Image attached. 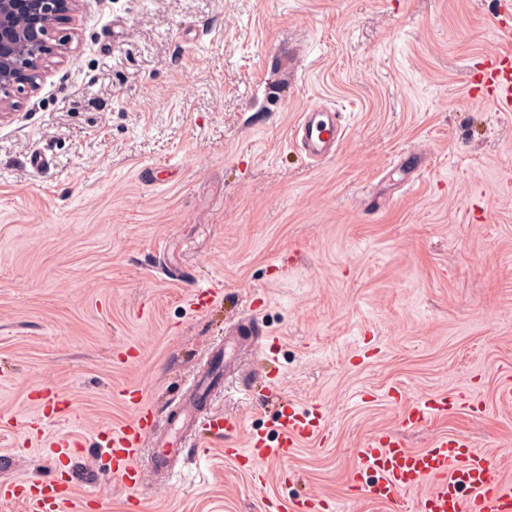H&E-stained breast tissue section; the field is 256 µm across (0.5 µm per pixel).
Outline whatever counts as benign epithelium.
I'll list each match as a JSON object with an SVG mask.
<instances>
[{
    "label": "benign epithelium",
    "mask_w": 512,
    "mask_h": 512,
    "mask_svg": "<svg viewBox=\"0 0 512 512\" xmlns=\"http://www.w3.org/2000/svg\"><path fill=\"white\" fill-rule=\"evenodd\" d=\"M80 0H28L22 12L20 0H0V120L14 107V92L33 91L32 80L43 71L51 55L66 52L67 42L49 45L51 24L77 11Z\"/></svg>",
    "instance_id": "obj_1"
}]
</instances>
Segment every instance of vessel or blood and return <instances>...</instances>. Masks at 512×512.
Here are the masks:
<instances>
[{
  "instance_id": "b4317fda",
  "label": "vessel or blood",
  "mask_w": 512,
  "mask_h": 512,
  "mask_svg": "<svg viewBox=\"0 0 512 512\" xmlns=\"http://www.w3.org/2000/svg\"><path fill=\"white\" fill-rule=\"evenodd\" d=\"M472 91L477 98L492 102L499 111L512 112V51L485 58L472 75ZM344 138V128L336 111L311 107L301 112L294 126L292 142L309 156L323 160L333 155ZM206 387H199L194 402L184 406L173 425L175 435L161 441L153 457L155 469L166 470L182 445L178 431L192 430L196 438L220 436L238 429L237 421L217 413L200 417L196 400L204 399ZM129 400L139 411L132 421L107 436V452L112 458V474L128 488L142 480L140 459L145 442L153 433L154 418L149 408L140 404L138 391H130ZM481 401L472 394L446 393L410 404L403 413L406 429L421 427L434 416H448L460 411H479ZM283 444L295 447L322 429L320 409H301L289 405L281 414ZM262 436L255 435L246 448H228L224 455L252 465L276 456ZM359 464L353 477L355 486L367 497L390 502L405 491L431 484V492L421 502V512H512V487L503 485L496 462L474 448L461 436H445L429 448H407L398 436L373 439L357 451ZM24 498L30 512H82L70 488L53 482L0 480V499Z\"/></svg>"
}]
</instances>
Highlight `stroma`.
Returning <instances> with one entry per match:
<instances>
[{
	"label": "stroma",
	"mask_w": 512,
	"mask_h": 512,
	"mask_svg": "<svg viewBox=\"0 0 512 512\" xmlns=\"http://www.w3.org/2000/svg\"><path fill=\"white\" fill-rule=\"evenodd\" d=\"M499 0H81L70 44L0 121V478L70 485L85 512H265L311 493L330 512H417L352 485L357 448L463 435L512 486V112L471 93L512 47ZM339 108L337 153L291 144L301 112ZM45 155L44 166L31 160ZM222 294L192 306L212 280ZM255 318L269 346L245 326ZM208 409L236 438L189 445L130 490L106 432L140 391L157 423L226 336ZM139 350L127 360L128 347ZM252 394H244L247 386ZM67 398L38 416L32 391ZM471 391L480 416L408 431L412 400ZM320 435L247 468L288 404ZM79 443L57 463L59 438Z\"/></svg>",
	"instance_id": "obj_1"
}]
</instances>
